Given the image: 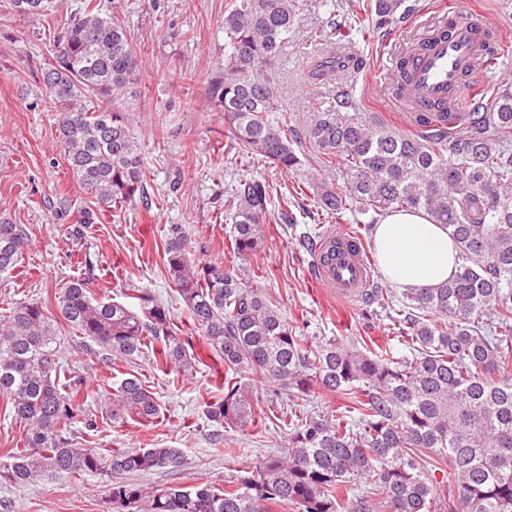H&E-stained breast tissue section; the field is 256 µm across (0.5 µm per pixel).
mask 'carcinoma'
Returning <instances> with one entry per match:
<instances>
[{
	"label": "carcinoma",
	"mask_w": 512,
	"mask_h": 512,
	"mask_svg": "<svg viewBox=\"0 0 512 512\" xmlns=\"http://www.w3.org/2000/svg\"><path fill=\"white\" fill-rule=\"evenodd\" d=\"M325 7L348 27L383 28L410 8L405 0H233L224 15V70L205 75L213 105L224 112L233 148L285 173L304 165L305 148L342 168L343 184L312 185L316 211L340 216L357 208L368 221L352 230L369 238L377 216L418 210L451 230L462 263L446 283L403 295L410 310L409 357L381 348L306 341L251 273L193 258L180 224L164 246L166 273L188 313L189 329L224 360L223 393L205 403L224 443V428L268 414L254 383H279L288 398L319 390L342 401L327 413L288 422L284 453L262 459L224 488L201 483L143 488L112 483V512H512V87L478 101L448 130V113H419L403 133L373 117L339 112L324 99L301 127L288 124L278 101L282 48L299 12ZM53 0H11L19 16L57 27ZM54 63L42 74L69 169L92 202L118 207L146 198L138 148L115 104L140 77L124 22L82 0L54 40ZM269 182L239 180L229 204L233 255L245 260L263 243ZM30 242L20 225L0 218V273L16 267ZM123 302L97 300L89 281L74 278L57 297L61 318L85 347L116 366L147 354L176 374L194 357L168 307L133 288ZM55 320L40 302L0 315V396L25 431L24 449L0 460V479L21 488L48 472L81 478L177 468V448L116 449L104 456L63 430L86 417L85 380L75 371L60 384ZM109 416L123 423L159 414L137 375L112 376Z\"/></svg>",
	"instance_id": "carcinoma-1"
}]
</instances>
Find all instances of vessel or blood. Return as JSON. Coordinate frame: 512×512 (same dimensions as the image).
<instances>
[{"mask_svg":"<svg viewBox=\"0 0 512 512\" xmlns=\"http://www.w3.org/2000/svg\"><path fill=\"white\" fill-rule=\"evenodd\" d=\"M434 13L435 21L415 35L418 50L404 59L391 57L393 64H404L407 85L403 96L388 99V111L462 113L489 67L488 46L504 37L485 13L458 7L455 0H439ZM375 274L370 256L347 232L326 233L315 246L311 275L337 297L364 300Z\"/></svg>","mask_w":512,"mask_h":512,"instance_id":"obj_1","label":"vessel or blood"}]
</instances>
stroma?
Masks as SVG:
<instances>
[{"label":"stroma","instance_id":"obj_1","mask_svg":"<svg viewBox=\"0 0 512 512\" xmlns=\"http://www.w3.org/2000/svg\"><path fill=\"white\" fill-rule=\"evenodd\" d=\"M131 33L141 60L142 79L120 109L135 138L146 181V197L120 209H97L93 223L77 224L81 209L92 206L76 183L55 135V108L46 96L41 71L51 58L50 33L43 21L11 14L9 0H0V217L21 225L30 246L18 265L0 274V314L24 301L42 303L58 320L59 355L65 369L87 380L84 408L97 428L85 432L71 426L77 441L106 454L115 448H177L184 462L176 469L126 475L143 487L202 483L224 486L258 460L282 453L285 425L261 421L231 428L221 445H212V430L203 409L224 384V362L201 335L191 338L199 360L196 372L180 383L151 360L121 365L124 373L144 380L160 403L158 418L137 424L112 422L107 381L111 370L85 350L81 339L57 317L61 289L71 279H88L95 298L123 300L126 289L143 288L168 303L178 328H187L184 305L169 282L164 243L170 225L186 229L193 256L203 262L227 264L230 224L226 204L243 177H262L281 192L303 181L258 159L238 158L229 150L224 115L210 99L206 83L190 75L215 72L224 66V13L229 0H105ZM433 0L369 37L350 31L335 45L348 65L312 77L308 39L330 14L320 8L303 12L293 37L278 59L279 101L292 122L304 123L317 109V95L347 94L353 111L381 116L397 130L405 124L399 113L385 109L394 88L385 78L378 55L383 42L403 44L413 26L431 14ZM313 190L305 188L289 210L294 221H279L281 200L272 198L273 218L264 227V244L250 259L258 268L259 289L279 307L302 336L312 341L344 342L372 338L388 345L394 356L405 355L400 336L407 325L393 321L390 310L374 305L364 316L361 307L315 287L309 277L311 242L328 231L354 224L352 211L342 218L314 212ZM110 478L102 473L75 480L48 474L25 488L0 479V512H112Z\"/></svg>","mask_w":512,"mask_h":512}]
</instances>
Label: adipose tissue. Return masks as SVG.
I'll list each match as a JSON object with an SVG mask.
<instances>
[{
    "label": "adipose tissue",
    "mask_w": 512,
    "mask_h": 512,
    "mask_svg": "<svg viewBox=\"0 0 512 512\" xmlns=\"http://www.w3.org/2000/svg\"><path fill=\"white\" fill-rule=\"evenodd\" d=\"M374 249L384 278L403 290L439 286L460 265L447 225L421 211L386 214L375 228Z\"/></svg>",
    "instance_id": "1"
}]
</instances>
